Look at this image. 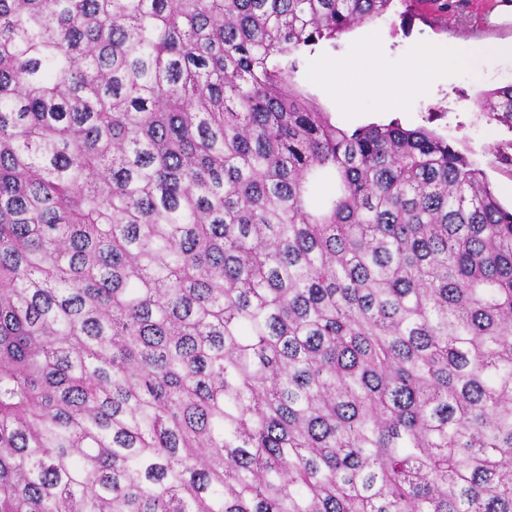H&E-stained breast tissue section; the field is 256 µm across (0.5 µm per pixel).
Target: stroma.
<instances>
[{
	"mask_svg": "<svg viewBox=\"0 0 512 512\" xmlns=\"http://www.w3.org/2000/svg\"><path fill=\"white\" fill-rule=\"evenodd\" d=\"M458 12L464 24L427 0L409 6L397 0L384 17L309 56L299 83L338 127L352 130L395 119L408 128L434 130L481 169L502 205L511 207L512 168L499 155L512 151V123L479 111L476 98L480 91L512 83V0H459ZM362 42L371 46L366 60L358 52ZM336 66L349 88L362 86L374 70L411 73L416 82L400 109H383L375 97L351 107L322 80L325 69Z\"/></svg>",
	"mask_w": 512,
	"mask_h": 512,
	"instance_id": "stroma-1",
	"label": "stroma"
}]
</instances>
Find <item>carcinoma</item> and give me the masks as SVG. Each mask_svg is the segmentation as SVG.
I'll return each mask as SVG.
<instances>
[{
    "instance_id": "cac0c4a2",
    "label": "carcinoma",
    "mask_w": 512,
    "mask_h": 512,
    "mask_svg": "<svg viewBox=\"0 0 512 512\" xmlns=\"http://www.w3.org/2000/svg\"><path fill=\"white\" fill-rule=\"evenodd\" d=\"M393 2L0 0V512H512V210L298 85Z\"/></svg>"
}]
</instances>
